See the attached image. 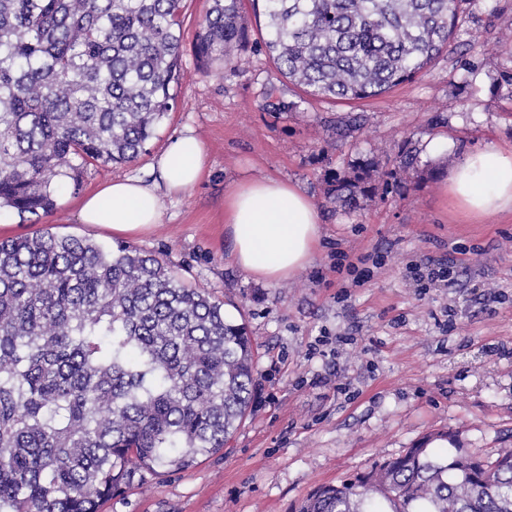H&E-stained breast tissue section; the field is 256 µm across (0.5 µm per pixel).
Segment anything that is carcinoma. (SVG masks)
<instances>
[{"instance_id": "1", "label": "carcinoma", "mask_w": 512, "mask_h": 512, "mask_svg": "<svg viewBox=\"0 0 512 512\" xmlns=\"http://www.w3.org/2000/svg\"><path fill=\"white\" fill-rule=\"evenodd\" d=\"M203 62L238 61L244 0H210ZM262 45L314 97L363 100L448 48L462 0H262ZM182 0H0V211L51 213L93 162L130 163L171 111ZM370 166L327 203L374 192ZM254 350L224 302L127 243L0 239V512H100L146 475L227 445L251 407ZM431 434L296 512H512V448L448 456Z\"/></svg>"}]
</instances>
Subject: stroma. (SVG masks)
<instances>
[{"mask_svg": "<svg viewBox=\"0 0 512 512\" xmlns=\"http://www.w3.org/2000/svg\"><path fill=\"white\" fill-rule=\"evenodd\" d=\"M208 0H183L174 107L133 162L90 166L37 223L0 215V238L50 230L113 244L81 223V200L105 183L157 178L172 137L193 128L209 161L188 194H160L162 219L131 243L159 254L242 316L256 347L254 402L220 453L150 479L103 512H295L313 490L399 456L423 437L454 435L482 456L512 446V211L473 221L450 203L448 177L467 154L512 146V0H465L447 50L413 80L364 100L311 97L277 77L251 17L236 67L198 61ZM294 103L266 109L269 89ZM443 140L440 153L428 144ZM418 155L399 166L403 151ZM373 164L383 177L358 207L325 203L335 174ZM299 186L322 215L313 262L255 279L232 260L224 196L244 180ZM371 276L354 284L336 257ZM447 267L451 286L417 287L415 268ZM320 386H313V379Z\"/></svg>", "mask_w": 512, "mask_h": 512, "instance_id": "1", "label": "stroma"}]
</instances>
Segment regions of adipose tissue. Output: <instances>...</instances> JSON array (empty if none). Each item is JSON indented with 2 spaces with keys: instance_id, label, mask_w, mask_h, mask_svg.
Returning <instances> with one entry per match:
<instances>
[{
  "instance_id": "1",
  "label": "adipose tissue",
  "mask_w": 512,
  "mask_h": 512,
  "mask_svg": "<svg viewBox=\"0 0 512 512\" xmlns=\"http://www.w3.org/2000/svg\"><path fill=\"white\" fill-rule=\"evenodd\" d=\"M206 164L203 142L185 129L158 157V181L109 182L84 198L78 217L119 236L148 232L161 219L159 192L188 193ZM449 192L469 218L512 211V147L491 145L466 156L450 178ZM225 210L235 261L250 275L274 282L313 260L322 218L298 186L276 179L241 182L229 188Z\"/></svg>"
}]
</instances>
